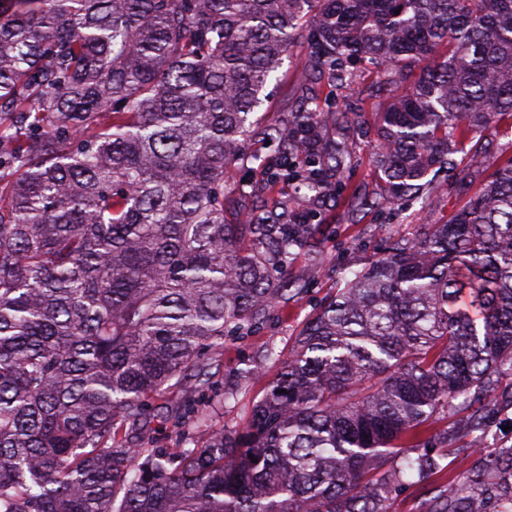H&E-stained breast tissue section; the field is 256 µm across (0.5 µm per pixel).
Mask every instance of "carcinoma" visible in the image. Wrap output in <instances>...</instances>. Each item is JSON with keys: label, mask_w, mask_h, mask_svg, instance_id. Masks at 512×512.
I'll use <instances>...</instances> for the list:
<instances>
[{"label": "carcinoma", "mask_w": 512, "mask_h": 512, "mask_svg": "<svg viewBox=\"0 0 512 512\" xmlns=\"http://www.w3.org/2000/svg\"><path fill=\"white\" fill-rule=\"evenodd\" d=\"M297 35L317 79L345 59L409 83L381 113L385 192L354 212L424 198L467 143L479 170L512 117V0H0V512H392L410 475L428 512H512V444L488 445L512 407V157L445 223L336 270L239 427L188 407L177 447L138 442L185 378L212 390L324 234L282 199L224 216L280 181L255 135L315 196L347 168L314 93L257 128ZM461 413L463 449L437 427Z\"/></svg>", "instance_id": "obj_1"}]
</instances>
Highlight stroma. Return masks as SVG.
Segmentation results:
<instances>
[{
	"label": "stroma",
	"instance_id": "35a3bbf8",
	"mask_svg": "<svg viewBox=\"0 0 512 512\" xmlns=\"http://www.w3.org/2000/svg\"><path fill=\"white\" fill-rule=\"evenodd\" d=\"M303 43H296L267 85V96L258 109L262 121L281 122L297 111L303 92H318L326 100L329 111L347 112L351 119L350 139L354 146L355 168L345 174L342 188L333 189L321 198L295 196L286 190L289 211L306 214L318 208L324 223L335 233L330 239L304 252L292 269L293 277L301 279L303 288L290 299L277 302L259 329L244 337L227 338L224 360L214 379L218 393L228 394L224 406L215 410L213 422L232 429L242 424L252 405L263 395L261 386H246L236 378L241 361L261 362L267 347L288 350L302 323L315 305L335 286L336 269L341 265L361 268L376 249L391 238L411 232L417 224H440L467 201L480 186L486 173L512 156V119L506 118L484 134L485 163L482 171L466 180H459L447 171L431 173V190L427 200L403 208L365 209L351 212L347 206L350 194L374 198L381 191L375 174L379 143L375 133L378 112L387 101L378 90L377 75L357 73L353 86H337L333 76L313 82L303 66Z\"/></svg>",
	"mask_w": 512,
	"mask_h": 512
}]
</instances>
